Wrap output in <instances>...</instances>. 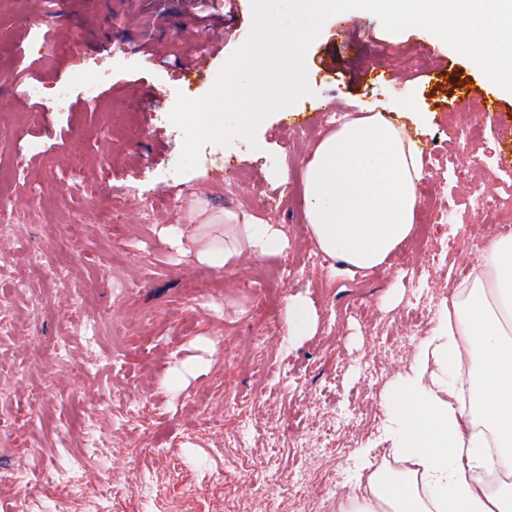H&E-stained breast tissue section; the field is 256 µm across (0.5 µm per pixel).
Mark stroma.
<instances>
[{
    "instance_id": "1",
    "label": "stroma",
    "mask_w": 512,
    "mask_h": 512,
    "mask_svg": "<svg viewBox=\"0 0 512 512\" xmlns=\"http://www.w3.org/2000/svg\"><path fill=\"white\" fill-rule=\"evenodd\" d=\"M195 21L187 0H140L136 9L129 0H52L43 13L34 0H10L0 12V126L12 131L0 140V512H338L337 475L380 436V396L434 324L432 310L411 312L401 282L334 272L326 256L293 267L265 308L255 275L276 257L213 268L163 229L175 224L197 245L220 247L235 232L224 221L232 212L280 225L288 251L314 248L302 191L308 153L287 141L286 113L327 134L320 103L366 104L415 143L453 153L459 118L484 114L481 100L457 99L459 84H481V69L427 30L391 33L365 10L334 15L305 56L311 95L263 121L258 149L241 138L209 143L180 174L183 134L169 114L178 94L207 95L228 58L183 85L142 46L202 52V42L174 36ZM356 24L375 76L353 90L312 65ZM90 66L103 74L99 109L70 82ZM36 78L68 86L71 106L29 102L22 88ZM507 141L487 116L468 146L487 187ZM150 195L148 218L141 203ZM430 236L448 246L444 264L424 271L434 306L469 275L473 253L451 225H433ZM38 253L61 268L59 282L36 276ZM296 294L312 300L318 321L313 335L291 339ZM355 303L364 315L350 313ZM242 342L270 368L263 393L233 356ZM377 365L382 376L368 380L365 367ZM361 402L367 418L350 421ZM271 459L303 480V501L252 497ZM75 474L86 493L61 502L57 489Z\"/></svg>"
}]
</instances>
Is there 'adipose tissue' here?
Returning <instances> with one entry per match:
<instances>
[{
    "label": "adipose tissue",
    "instance_id": "ef3b65f1",
    "mask_svg": "<svg viewBox=\"0 0 512 512\" xmlns=\"http://www.w3.org/2000/svg\"><path fill=\"white\" fill-rule=\"evenodd\" d=\"M420 154L403 129L369 114L314 148L303 178L307 228L343 274L383 264L410 238ZM201 262L232 266L279 253L275 224L244 222ZM379 444L361 448L340 512H512V236L481 241L470 276L381 398ZM385 445L394 465L376 464Z\"/></svg>",
    "mask_w": 512,
    "mask_h": 512
}]
</instances>
